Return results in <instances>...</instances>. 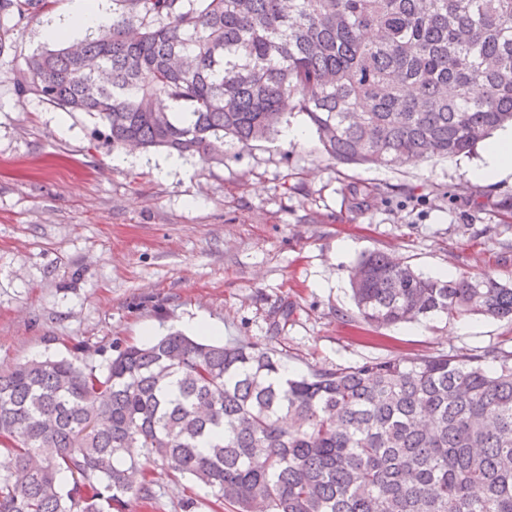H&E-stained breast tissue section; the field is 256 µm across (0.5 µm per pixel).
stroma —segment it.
Listing matches in <instances>:
<instances>
[{"instance_id":"obj_1","label":"stroma","mask_w":512,"mask_h":512,"mask_svg":"<svg viewBox=\"0 0 512 512\" xmlns=\"http://www.w3.org/2000/svg\"><path fill=\"white\" fill-rule=\"evenodd\" d=\"M68 0L20 24L0 55V368L32 357L143 344L203 317L224 341L282 351L294 373L431 353L512 351V321L470 315L408 328L356 317L349 271L383 251L425 274L512 282V177L478 184L469 156L401 167L342 165L315 132L197 157L159 174L162 151L124 168L96 118L17 91ZM64 118L66 132L53 126ZM368 190L354 203L350 188ZM290 308L288 319L278 318ZM150 500L126 512H235L147 463Z\"/></svg>"}]
</instances>
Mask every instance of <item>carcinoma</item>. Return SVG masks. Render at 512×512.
Masks as SVG:
<instances>
[{"label": "carcinoma", "instance_id": "1", "mask_svg": "<svg viewBox=\"0 0 512 512\" xmlns=\"http://www.w3.org/2000/svg\"><path fill=\"white\" fill-rule=\"evenodd\" d=\"M55 0H0V54ZM112 24L31 55L18 91L100 119L94 138L224 164L307 117L343 164L472 152L512 125V0H112ZM179 109L173 115L172 109ZM378 329L512 319V283L427 276L381 251L350 271ZM276 349L178 331L105 370L0 369V512H124L142 448L236 512H512V354L440 353L283 377Z\"/></svg>", "mask_w": 512, "mask_h": 512}]
</instances>
